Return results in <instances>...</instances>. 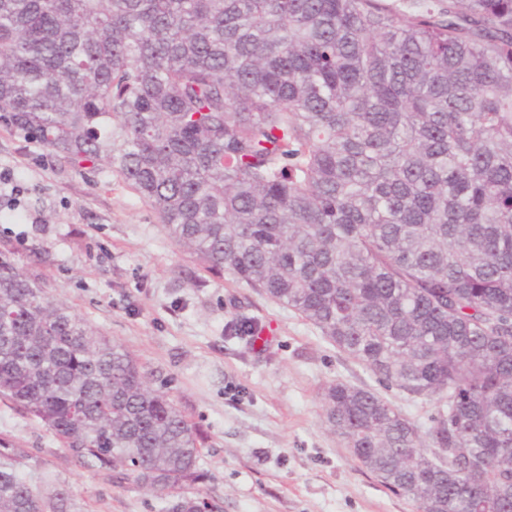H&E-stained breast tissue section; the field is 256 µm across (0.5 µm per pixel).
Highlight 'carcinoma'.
Masks as SVG:
<instances>
[{
	"label": "carcinoma",
	"mask_w": 512,
	"mask_h": 512,
	"mask_svg": "<svg viewBox=\"0 0 512 512\" xmlns=\"http://www.w3.org/2000/svg\"><path fill=\"white\" fill-rule=\"evenodd\" d=\"M0 120L109 169L208 272L294 309L426 432L328 384L327 428L420 512H512V0H0ZM0 398L198 512L200 437L0 252ZM0 448V512H68Z\"/></svg>",
	"instance_id": "cac0c4a2"
}]
</instances>
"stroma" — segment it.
Instances as JSON below:
<instances>
[{"instance_id": "obj_1", "label": "stroma", "mask_w": 512, "mask_h": 512, "mask_svg": "<svg viewBox=\"0 0 512 512\" xmlns=\"http://www.w3.org/2000/svg\"><path fill=\"white\" fill-rule=\"evenodd\" d=\"M0 251L47 295L125 347L202 436L195 489L213 512H419L329 433L323 388L367 387L420 429L439 406L385 387L294 310L202 269L116 173L61 166L0 124ZM246 318L254 339L227 328ZM0 442L24 455L41 492L66 490L71 512H166L133 476L82 466L36 420L0 400Z\"/></svg>"}]
</instances>
